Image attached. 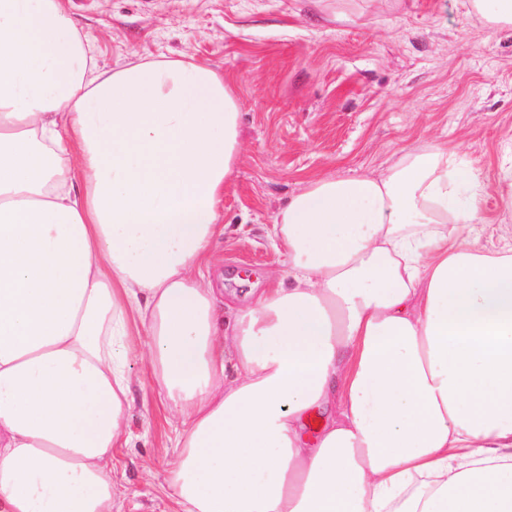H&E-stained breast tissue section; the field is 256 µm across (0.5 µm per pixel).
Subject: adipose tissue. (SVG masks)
<instances>
[{
  "label": "adipose tissue",
  "mask_w": 512,
  "mask_h": 512,
  "mask_svg": "<svg viewBox=\"0 0 512 512\" xmlns=\"http://www.w3.org/2000/svg\"><path fill=\"white\" fill-rule=\"evenodd\" d=\"M90 42L62 0H0V512H112L135 359L178 512H512V253L448 234L479 169L437 144L309 179L270 230L287 282L221 314L239 102Z\"/></svg>",
  "instance_id": "1"
}]
</instances>
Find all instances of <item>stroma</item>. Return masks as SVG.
<instances>
[{
  "label": "stroma",
  "instance_id": "35a3bbf8",
  "mask_svg": "<svg viewBox=\"0 0 512 512\" xmlns=\"http://www.w3.org/2000/svg\"><path fill=\"white\" fill-rule=\"evenodd\" d=\"M101 65L193 57L240 103L241 153L224 185L208 277L224 302L287 276L268 230L307 177L377 174L447 143L481 171V243L512 248V30L465 0H64ZM125 447L112 451V512H175L159 490L174 416L142 361L130 366Z\"/></svg>",
  "mask_w": 512,
  "mask_h": 512
}]
</instances>
